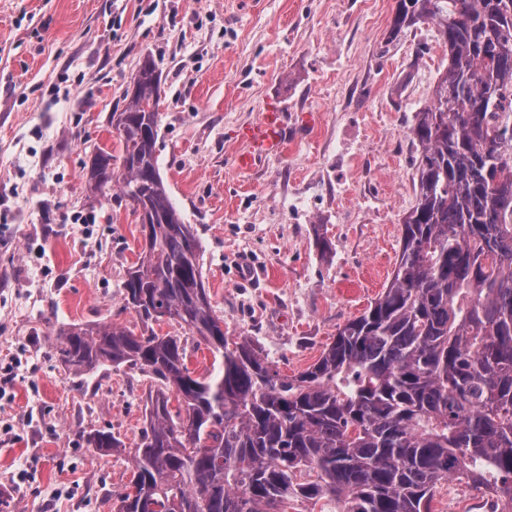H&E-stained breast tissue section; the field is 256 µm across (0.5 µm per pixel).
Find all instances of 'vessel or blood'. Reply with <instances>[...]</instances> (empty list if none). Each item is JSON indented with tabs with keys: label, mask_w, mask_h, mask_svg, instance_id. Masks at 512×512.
<instances>
[{
	"label": "vessel or blood",
	"mask_w": 512,
	"mask_h": 512,
	"mask_svg": "<svg viewBox=\"0 0 512 512\" xmlns=\"http://www.w3.org/2000/svg\"><path fill=\"white\" fill-rule=\"evenodd\" d=\"M317 119V113L302 112L292 122L288 119L286 107H267L258 122L239 128L237 137L243 149L235 157L236 167L247 170L258 161L282 154L288 140L289 125L308 130L315 126Z\"/></svg>",
	"instance_id": "1"
}]
</instances>
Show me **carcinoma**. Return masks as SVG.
Listing matches in <instances>:
<instances>
[{
	"instance_id": "1",
	"label": "carcinoma",
	"mask_w": 512,
	"mask_h": 512,
	"mask_svg": "<svg viewBox=\"0 0 512 512\" xmlns=\"http://www.w3.org/2000/svg\"><path fill=\"white\" fill-rule=\"evenodd\" d=\"M418 24L436 27L448 67L410 129L417 202L391 280L293 376L224 335L157 165V66L141 61L111 113L122 154L97 146L84 163L94 189L147 217L123 283L141 332L73 324L57 348L74 375L109 362L158 385L116 512H285L325 496L339 512H431L454 477L512 512V164L496 163L512 152V0H397L389 40ZM160 311L221 358L209 376L191 375L181 337L155 332ZM87 442L123 447L105 430Z\"/></svg>"
}]
</instances>
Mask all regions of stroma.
<instances>
[{
    "instance_id": "obj_1",
    "label": "stroma",
    "mask_w": 512,
    "mask_h": 512,
    "mask_svg": "<svg viewBox=\"0 0 512 512\" xmlns=\"http://www.w3.org/2000/svg\"><path fill=\"white\" fill-rule=\"evenodd\" d=\"M397 0H0V512H112L154 381L57 359L73 323L134 326L121 286L143 246L130 205L90 191L83 160L145 54L161 74L156 155L201 246L226 336L305 370L389 283L416 203L410 128L448 49L388 31ZM318 112L282 155L238 170V129L268 104ZM332 245L322 254L319 240ZM121 448L100 456L89 432ZM466 481L433 512H496Z\"/></svg>"
}]
</instances>
